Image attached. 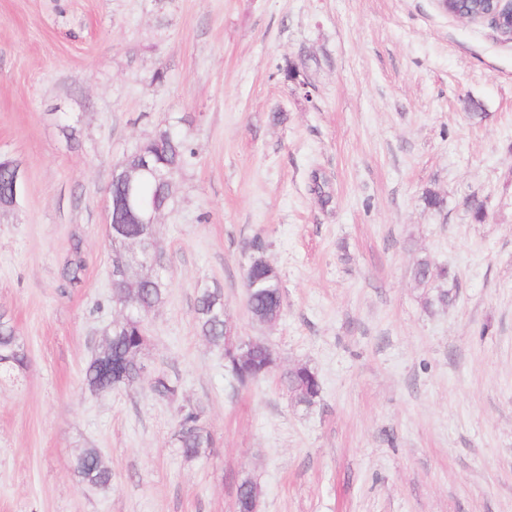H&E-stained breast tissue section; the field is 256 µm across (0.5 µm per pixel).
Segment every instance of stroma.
Returning a JSON list of instances; mask_svg holds the SVG:
<instances>
[{
	"instance_id": "35a3bbf8",
	"label": "stroma",
	"mask_w": 512,
	"mask_h": 512,
	"mask_svg": "<svg viewBox=\"0 0 512 512\" xmlns=\"http://www.w3.org/2000/svg\"><path fill=\"white\" fill-rule=\"evenodd\" d=\"M164 126L195 158L156 226L143 361L179 397L95 394L82 371L124 312L106 190ZM0 156L25 175L0 210V311L29 354L0 374V512H235L245 480L258 512H512V43L489 26L436 0H0ZM257 238L272 323L246 309ZM423 258L447 278L418 284ZM205 282L276 372L240 384L197 334ZM297 365L322 384L309 407L281 383ZM185 404L214 438L193 460ZM86 448L107 486L75 474ZM85 271V261L82 257L81 242L73 239L70 246V256L64 267V278L70 285L78 284L82 281Z\"/></svg>"
}]
</instances>
